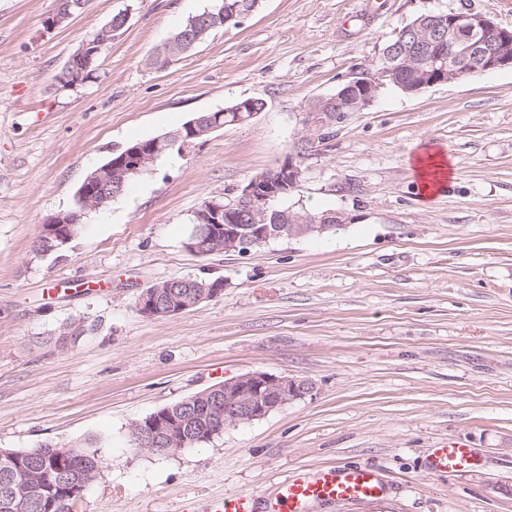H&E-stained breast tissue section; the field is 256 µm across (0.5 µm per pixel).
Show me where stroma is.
Masks as SVG:
<instances>
[{"label": "stroma", "mask_w": 512, "mask_h": 512, "mask_svg": "<svg viewBox=\"0 0 512 512\" xmlns=\"http://www.w3.org/2000/svg\"><path fill=\"white\" fill-rule=\"evenodd\" d=\"M215 0H89L50 29L55 0H0V449L96 440L79 512H188L269 491L293 473L366 465L379 502L315 512H512V68L407 94L385 87L302 162L290 205L335 209L336 232L248 254L186 243L207 201L292 152L312 100L371 67L429 9L512 28V0H262L173 66L150 60ZM128 11L85 82L58 76L86 33ZM246 98L265 107L159 158L43 253L46 218L73 211L113 151ZM451 174L431 197L416 160ZM223 293L166 319L137 299L174 278ZM312 380V395L169 456L133 424L244 373ZM462 441L475 464L427 471Z\"/></svg>", "instance_id": "1"}]
</instances>
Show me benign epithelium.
Masks as SVG:
<instances>
[{"mask_svg":"<svg viewBox=\"0 0 512 512\" xmlns=\"http://www.w3.org/2000/svg\"><path fill=\"white\" fill-rule=\"evenodd\" d=\"M430 30L433 31L432 44L438 50V57L429 63V69H414L413 59L404 45L410 32L399 30L396 32L395 46L385 51L382 64L375 65L367 73L365 81L350 85L340 93V97L349 101L359 112L374 101L385 86V81H393L396 76L410 70L417 80V86L422 88L460 79L465 66L472 65L483 72L512 67V29L500 27L486 15L472 11L441 12L432 18ZM104 45L103 41L82 43L71 55L66 68L71 69L80 61H91L94 54L103 51ZM199 124L201 120L193 119L174 135L128 147L107 167V171L112 173V181L90 178L80 188L78 197L83 208L95 210L101 207L107 187H112L114 194L121 192L125 175L153 164L161 147L198 136ZM302 159V154L291 152L268 172L252 177L238 189L234 206L205 203L195 212L197 224L191 240L186 244L187 249L203 253L209 246L222 243L224 251L244 254L272 240L299 239L315 231H326V224L237 223L244 213L253 215L261 204L295 191L300 183ZM76 223L77 218L70 213L49 217L42 225V237L68 238ZM219 295L220 291L212 286L202 288L190 300L175 296L173 289L147 288L138 297V309L145 317L165 319ZM313 390L314 383L307 378L248 372L225 381L222 389L213 387L202 393V397L207 399V421H202L197 409H188L178 418L156 414L132 426L131 442L143 450H181L198 435L206 433L212 436L226 426L265 417L290 402L305 398ZM38 478V467L31 461L19 463L16 472L11 475L12 483L18 489ZM62 484L74 497L87 485V476L74 475L65 469L62 471Z\"/></svg>","mask_w":512,"mask_h":512,"instance_id":"benign-epithelium-1","label":"benign epithelium"}]
</instances>
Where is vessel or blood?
Wrapping results in <instances>:
<instances>
[{"mask_svg": "<svg viewBox=\"0 0 512 512\" xmlns=\"http://www.w3.org/2000/svg\"><path fill=\"white\" fill-rule=\"evenodd\" d=\"M474 461L472 448L455 442L434 450L428 470L453 476L471 468ZM386 492V480L373 469L353 465L323 467L312 472L298 471L265 496L240 492L210 498L198 506L197 512H314L315 506L321 504L379 501Z\"/></svg>", "mask_w": 512, "mask_h": 512, "instance_id": "obj_1", "label": "vessel or blood"}]
</instances>
